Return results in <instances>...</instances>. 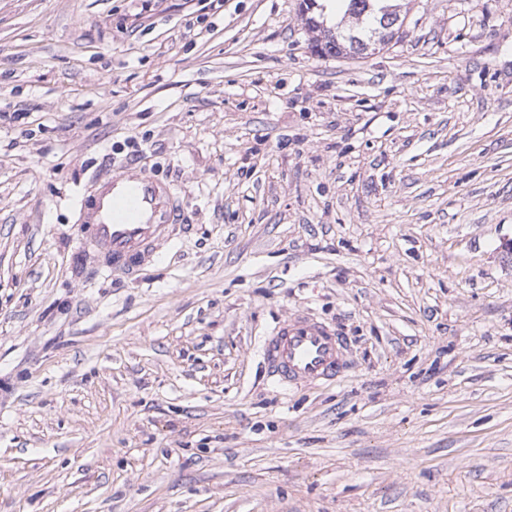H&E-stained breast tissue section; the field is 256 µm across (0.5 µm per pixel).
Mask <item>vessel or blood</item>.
<instances>
[{
  "label": "vessel or blood",
  "mask_w": 512,
  "mask_h": 512,
  "mask_svg": "<svg viewBox=\"0 0 512 512\" xmlns=\"http://www.w3.org/2000/svg\"><path fill=\"white\" fill-rule=\"evenodd\" d=\"M89 245L101 268L131 276L155 260L184 232V211L171 183L128 164L99 182L81 209ZM344 343L329 326L299 315L278 323L261 356L283 387L332 381L346 368Z\"/></svg>",
  "instance_id": "obj_1"
}]
</instances>
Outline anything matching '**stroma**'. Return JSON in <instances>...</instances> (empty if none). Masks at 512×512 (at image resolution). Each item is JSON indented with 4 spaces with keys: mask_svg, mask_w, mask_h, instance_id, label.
<instances>
[{
    "mask_svg": "<svg viewBox=\"0 0 512 512\" xmlns=\"http://www.w3.org/2000/svg\"><path fill=\"white\" fill-rule=\"evenodd\" d=\"M301 0H0V512H512V0L321 57ZM187 228L76 259L128 163ZM304 312L347 339L279 389ZM343 349L342 338L332 328L298 315L278 323L264 340L261 356L267 372L288 389L341 376L346 368Z\"/></svg>",
    "mask_w": 512,
    "mask_h": 512,
    "instance_id": "stroma-1",
    "label": "stroma"
}]
</instances>
